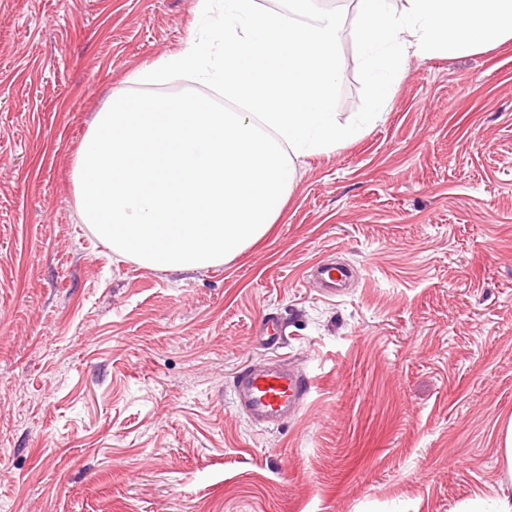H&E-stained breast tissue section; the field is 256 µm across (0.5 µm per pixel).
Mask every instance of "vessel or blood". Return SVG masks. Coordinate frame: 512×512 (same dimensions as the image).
Instances as JSON below:
<instances>
[{
  "label": "vessel or blood",
  "mask_w": 512,
  "mask_h": 512,
  "mask_svg": "<svg viewBox=\"0 0 512 512\" xmlns=\"http://www.w3.org/2000/svg\"><path fill=\"white\" fill-rule=\"evenodd\" d=\"M316 282L327 294L339 295L348 278L345 267L333 263L318 266ZM313 382L302 370L275 362L242 372L235 382L237 408L261 425H276L304 405Z\"/></svg>",
  "instance_id": "obj_1"
}]
</instances>
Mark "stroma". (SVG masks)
I'll list each match as a JSON object with an SVG mask.
<instances>
[{
	"instance_id": "35a3bbf8",
	"label": "stroma",
	"mask_w": 512,
	"mask_h": 512,
	"mask_svg": "<svg viewBox=\"0 0 512 512\" xmlns=\"http://www.w3.org/2000/svg\"><path fill=\"white\" fill-rule=\"evenodd\" d=\"M196 5L0 0V512H461L508 491L512 41L409 58L381 121L297 160L264 237L149 268L82 224L72 171L128 75L196 36ZM333 260L354 274L337 298L310 277ZM268 314L284 344L255 342ZM277 360L314 385L259 426L233 381Z\"/></svg>"
}]
</instances>
